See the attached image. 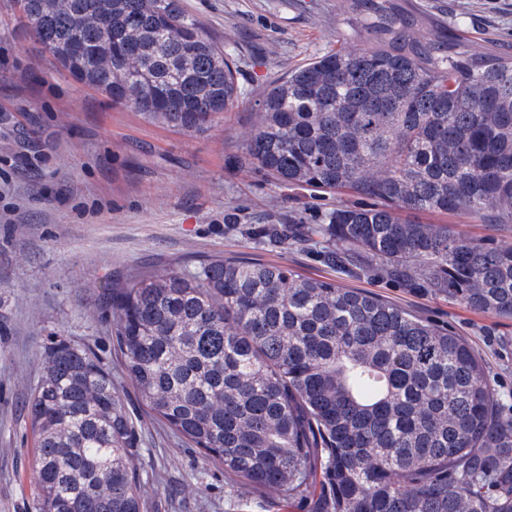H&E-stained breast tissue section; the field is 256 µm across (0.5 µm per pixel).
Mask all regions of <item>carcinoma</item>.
Segmentation results:
<instances>
[{
	"mask_svg": "<svg viewBox=\"0 0 512 512\" xmlns=\"http://www.w3.org/2000/svg\"><path fill=\"white\" fill-rule=\"evenodd\" d=\"M59 67L145 121L203 133L240 97L224 50L178 0H16ZM369 45L269 85L251 164L299 189L348 192L322 223L266 243H327L434 297L512 318V247L421 224L462 212L512 226V56L422 41L381 0ZM86 51H77L73 30ZM150 412L238 484L303 512H512V404L468 342L403 307L284 264L216 258L103 294ZM27 401L40 512H144L139 441L112 373L60 339Z\"/></svg>",
	"mask_w": 512,
	"mask_h": 512,
	"instance_id": "1",
	"label": "carcinoma"
}]
</instances>
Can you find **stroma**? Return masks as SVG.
<instances>
[{"instance_id": "35a3bbf8", "label": "stroma", "mask_w": 512, "mask_h": 512, "mask_svg": "<svg viewBox=\"0 0 512 512\" xmlns=\"http://www.w3.org/2000/svg\"><path fill=\"white\" fill-rule=\"evenodd\" d=\"M425 39L512 53V0H389ZM237 66L241 96L202 134L145 122L62 71L0 0V512H37L35 435L26 401L40 354L67 338L90 345L139 438L146 512H296L278 496L238 490L216 462L143 404L116 352L104 288L209 258L283 263L390 300L466 339L494 389L512 391V319L472 310L376 273L327 266L323 242L267 247L261 229L299 215L320 223L339 200L277 183L245 161V138L272 80L344 42L366 40L350 0H179ZM512 246V230L469 216L425 215Z\"/></svg>"}]
</instances>
